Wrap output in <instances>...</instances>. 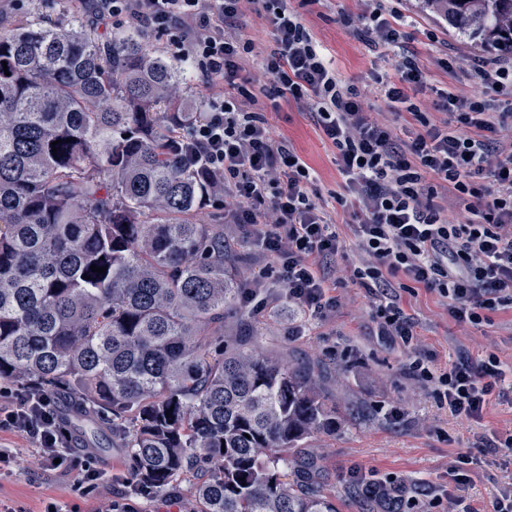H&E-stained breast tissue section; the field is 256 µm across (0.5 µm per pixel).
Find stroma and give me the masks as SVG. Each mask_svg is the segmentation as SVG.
Returning a JSON list of instances; mask_svg holds the SVG:
<instances>
[{
    "instance_id": "35a3bbf8",
    "label": "stroma",
    "mask_w": 512,
    "mask_h": 512,
    "mask_svg": "<svg viewBox=\"0 0 512 512\" xmlns=\"http://www.w3.org/2000/svg\"><path fill=\"white\" fill-rule=\"evenodd\" d=\"M92 5L93 0H0V29L38 16L51 22L77 15L89 20ZM288 5L346 82L363 88L375 75L391 72V57L371 50L353 34L352 23L366 9L365 0H288ZM401 9L409 21L404 52L417 58L427 76L417 99L434 100L437 90L447 87L461 96L477 92L467 68L478 49L422 12L417 0H401ZM429 30L437 32L438 42L427 40ZM444 53L458 58L459 71L448 73L438 67L436 60ZM268 119L273 138L290 141L313 169V195L327 198L339 192L342 181L336 151L322 137L312 115L283 101ZM336 219L344 251L324 262L336 282L337 299L327 318L305 315L289 302L284 289L275 287L265 306L239 300L236 314L224 322L225 333H236L241 320H248L255 342L266 352L321 372L328 399L343 422L335 434L309 439L305 453L317 460L318 478L339 512H381L376 500L360 492L355 482L359 475L405 483L420 512H443L442 507L433 506L432 499L444 490L461 497L470 512H492L495 497L512 485V457L501 450H482L481 444L493 434L512 430V398L492 397L480 421H464L439 408L432 384L410 376L407 367L422 356L443 371L460 359L476 362L493 353L512 368V309L491 313L488 322L478 326L461 325L449 317L437 294L416 287L401 294V306L415 324L414 344L406 349L392 343L378 333L372 296L348 278L350 267L362 255L355 247L347 214H337ZM196 221L223 225L224 241L238 255L244 278L269 266V258L246 228L225 223L223 202L199 210ZM395 409L400 412L396 418L391 415ZM71 434L78 445V468L104 473L99 487L88 492L76 486L74 476L37 471L31 464L32 442L2 432L0 448L15 450L19 469L0 478V502L23 507L25 512H42L52 500L79 504L82 512H99L112 501L119 502L121 512H181L190 496V482L150 499L127 494L125 449L92 450L81 429L72 428ZM462 453L471 454L474 462L467 467L466 482L460 483L452 467Z\"/></svg>"
}]
</instances>
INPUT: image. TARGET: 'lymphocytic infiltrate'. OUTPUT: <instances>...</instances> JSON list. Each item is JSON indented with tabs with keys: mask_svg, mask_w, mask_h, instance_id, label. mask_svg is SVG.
I'll use <instances>...</instances> for the list:
<instances>
[{
	"mask_svg": "<svg viewBox=\"0 0 512 512\" xmlns=\"http://www.w3.org/2000/svg\"><path fill=\"white\" fill-rule=\"evenodd\" d=\"M249 8L273 29L272 44L261 50L236 32ZM95 11L172 33L180 60L194 63L210 88L205 111L181 140V160L221 179L225 223L246 227L272 260L247 281V299L262 295L272 277L311 315L335 307L323 261L343 249L333 217L338 206L366 256L350 279L374 296L380 335L404 347L413 340L414 323L393 283L400 275L445 298L449 316L462 324L479 325L512 308V63L475 60L480 93L438 90L447 117L436 122L409 96L425 82L424 69L401 53L393 74L375 76L374 91L415 121L402 138L365 112L358 87L341 80L288 0H96ZM353 33L389 51L400 50L406 37L392 0H372ZM256 55L271 83L254 90L242 71ZM277 100L310 112L335 148L343 190L332 200L310 197L309 166L288 141L272 137L267 104ZM451 208L464 209L466 223H450ZM409 373L433 383L439 405L468 421L481 420L491 396L507 387L492 353L439 374L418 358ZM2 397L11 406L0 411V431L33 443L37 469L76 474L89 487L99 482L95 471L75 470L71 434L50 396L1 387Z\"/></svg>",
	"mask_w": 512,
	"mask_h": 512,
	"instance_id": "1",
	"label": "lymphocytic infiltrate"
}]
</instances>
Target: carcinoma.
Returning a JSON list of instances; mask_svg holds the SVG:
<instances>
[{
    "label": "carcinoma",
    "mask_w": 512,
    "mask_h": 512,
    "mask_svg": "<svg viewBox=\"0 0 512 512\" xmlns=\"http://www.w3.org/2000/svg\"><path fill=\"white\" fill-rule=\"evenodd\" d=\"M422 9L512 54V0ZM2 61L0 379L88 418L98 450L120 439L134 495L189 477L193 512H336L304 456L339 424L321 375L224 339L241 279L224 225L194 221L213 177L174 150L201 116L184 68L79 21L1 30Z\"/></svg>",
    "instance_id": "cac0c4a2"
}]
</instances>
